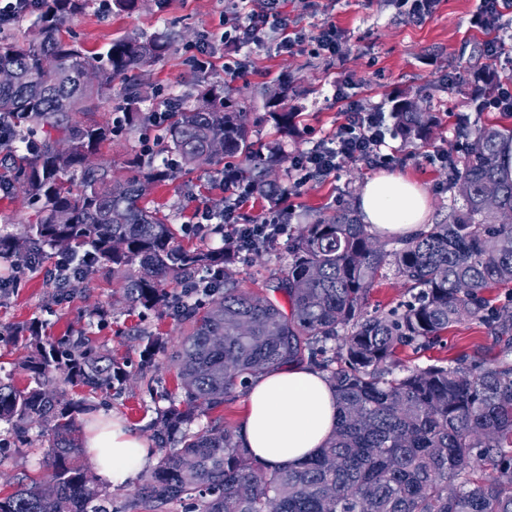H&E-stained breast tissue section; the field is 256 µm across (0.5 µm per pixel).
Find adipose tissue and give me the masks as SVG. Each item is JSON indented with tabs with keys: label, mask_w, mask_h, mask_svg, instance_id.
<instances>
[{
	"label": "adipose tissue",
	"mask_w": 512,
	"mask_h": 512,
	"mask_svg": "<svg viewBox=\"0 0 512 512\" xmlns=\"http://www.w3.org/2000/svg\"><path fill=\"white\" fill-rule=\"evenodd\" d=\"M429 199L399 173L369 179L359 199L363 223L403 239L425 228ZM336 395L325 373L311 364H289L249 381L235 434L266 468L293 465L317 453L336 429ZM89 466L115 487L131 484L150 461L144 439L120 419L87 427Z\"/></svg>",
	"instance_id": "adipose-tissue-1"
}]
</instances>
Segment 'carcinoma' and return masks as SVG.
<instances>
[{
  "instance_id": "1",
  "label": "carcinoma",
  "mask_w": 512,
  "mask_h": 512,
  "mask_svg": "<svg viewBox=\"0 0 512 512\" xmlns=\"http://www.w3.org/2000/svg\"><path fill=\"white\" fill-rule=\"evenodd\" d=\"M86 5L46 0L31 38L0 39V69L15 73L13 82H0V115L20 143L36 144L7 180L34 206L32 219L17 235L0 234V259L26 269L51 250L73 260L81 278L112 275L128 309L170 306L189 324L173 356L182 400L156 408L161 455L126 494V512H167L173 501L187 504L186 512H512V362L392 371L398 346L433 341L464 317L493 324L512 352V306L493 308L483 297L492 284L512 283V180L499 162L512 127L491 122L463 132L465 161L448 171L461 204L398 249L378 245L348 207L303 225L278 282L287 315L264 297L201 277L224 265L228 250L184 247L171 217L142 204L148 188L172 179V167L135 153L116 177L106 163H89L112 140V124L91 118L112 96L127 125H150L137 72L170 43L162 34H135L87 56L59 37ZM288 90L282 79L264 91L278 143L253 140L251 113L233 90L205 79L158 139L186 166L223 141L224 176L274 203L286 187L271 175L287 161L284 139L295 128L296 113L283 106ZM391 119L410 144L427 140L437 123L409 98L394 104ZM386 267L418 292L401 312L369 314L365 296ZM170 284L182 291H166ZM21 331L32 348L22 362L31 384L0 377V422L13 433L40 429L48 474L0 495V512H110L112 492L88 475L74 413L108 409L93 397L126 379L125 363L83 329L52 341L37 323ZM139 336L146 373L162 340ZM305 358L327 374L338 408L335 435L311 458L269 470L218 418L190 431L248 379ZM54 380L87 388L88 398L62 402ZM480 461L492 475L477 477Z\"/></svg>"
}]
</instances>
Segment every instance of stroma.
Returning a JSON list of instances; mask_svg holds the SVG:
<instances>
[{
    "instance_id": "35a3bbf8",
    "label": "stroma",
    "mask_w": 512,
    "mask_h": 512,
    "mask_svg": "<svg viewBox=\"0 0 512 512\" xmlns=\"http://www.w3.org/2000/svg\"><path fill=\"white\" fill-rule=\"evenodd\" d=\"M228 0H139L136 10L118 11L112 0H90L87 8L68 20L61 29L63 40L74 43L84 54L96 56L107 50L112 40L134 33L168 32L173 36L164 59L144 68L141 80L150 87L145 109L152 110L166 97L194 93L199 80L231 83L237 98L251 106L258 122L255 137L269 143L279 137L273 122L264 118L260 96L263 83L288 78L291 90L285 103L297 115V135L287 151L297 154L310 141L335 131L341 123V106L333 93V81L342 78L345 93L366 104L389 105L391 100L419 99L426 89H434L432 111L440 124L430 140L417 146L404 145L399 136H387V153L393 154L392 172L409 175L426 191L429 200L428 223L444 222L453 195L448 190V170L437 160L444 151L462 158L458 116L470 124L502 120L499 112L478 108V94L498 82L512 80V64L485 72L481 82L467 78L449 83L448 77L459 66L480 69L482 44L495 35L512 34V9L505 11L499 31L473 27L471 17L477 0H438L435 13L417 22L400 13L390 0H322L313 8L310 0H285L283 7L297 19L306 33H314L324 22H332L340 32L344 66L303 53L286 55L276 48L277 35L267 32L263 46L237 48L221 42L222 18ZM196 55L206 62V70L192 68L187 58ZM246 61L245 71L236 77L225 74V63ZM222 159L216 158L195 168H181L176 178L154 186L147 198L149 208L173 215L175 224L195 223L199 207L221 205L227 193L220 172ZM379 167L364 162L345 164L319 181L293 189L289 199L294 207L288 233L269 250L243 253L224 267L226 276L239 288L258 291L287 306L288 299L276 286L285 264L291 238L300 225L319 215L334 213L338 207L357 208L364 183L378 175ZM54 259H44L39 272L24 278L20 288L0 294V376L13 374L18 387L29 377L20 367L28 350L17 328L31 322L42 323L49 337L65 335L72 329H85L97 344L127 365L128 377L112 393V416L125 421L141 438L150 439L155 422L154 397L177 394V370L169 351L177 345L183 326L168 307L148 315L123 307L118 288L110 276L97 272L83 279L66 297L60 298L47 286ZM412 296L409 286L396 278L393 270L371 289L367 311L389 312ZM145 327L165 338L167 352L157 356L149 374H141L138 364L140 345L129 328ZM504 345L486 322L464 319L449 328L431 346L399 348L398 358L408 366H455L460 356H468L493 367L502 359ZM41 442L36 431L26 441L12 442L0 452V492H13L30 479L45 478Z\"/></svg>"
}]
</instances>
